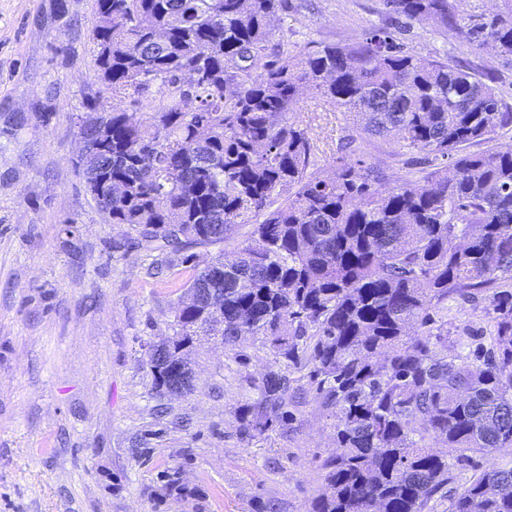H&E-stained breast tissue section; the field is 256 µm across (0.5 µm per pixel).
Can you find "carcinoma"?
Returning a JSON list of instances; mask_svg holds the SVG:
<instances>
[{
    "instance_id": "carcinoma-1",
    "label": "carcinoma",
    "mask_w": 512,
    "mask_h": 512,
    "mask_svg": "<svg viewBox=\"0 0 512 512\" xmlns=\"http://www.w3.org/2000/svg\"><path fill=\"white\" fill-rule=\"evenodd\" d=\"M390 13L455 32L512 59V11L466 13L460 0H391ZM288 0H95V79L79 127L98 143L74 166L105 220L178 250L230 240L253 216L236 261L195 272L224 290V344L262 336L278 362L312 366L336 419V452L312 512H425L448 489L449 461L512 448V149L470 147L512 128V107L468 71L419 57L378 29L299 55L270 49ZM312 90L394 138L432 168L389 190L359 159L309 173L318 146L289 117ZM110 135L97 140L99 129ZM154 163L141 166L140 149ZM287 197H282L283 191ZM485 301L482 353L443 343L448 300ZM193 344L199 314L176 315ZM242 418L261 433L283 417L288 380L271 369ZM429 437L440 454L418 440ZM451 512H512V467L453 493Z\"/></svg>"
}]
</instances>
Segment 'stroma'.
Returning <instances> with one entry per match:
<instances>
[{"label":"stroma","instance_id":"obj_1","mask_svg":"<svg viewBox=\"0 0 512 512\" xmlns=\"http://www.w3.org/2000/svg\"><path fill=\"white\" fill-rule=\"evenodd\" d=\"M94 24L95 0H0V512H311L336 429L307 368L283 367L287 414L252 435L241 419L276 359L264 338H199L191 391L155 384L146 349L175 336L182 285L250 227L176 252L105 222L73 164L86 97L112 105L94 81ZM389 24L384 0H288L270 41L300 52ZM394 36L491 76L512 103V61L418 21ZM294 116L320 147L315 175L359 159L387 189L419 174L417 152L394 140L343 151L350 114L312 91ZM488 328L483 306L449 300V350L476 349Z\"/></svg>","mask_w":512,"mask_h":512}]
</instances>
